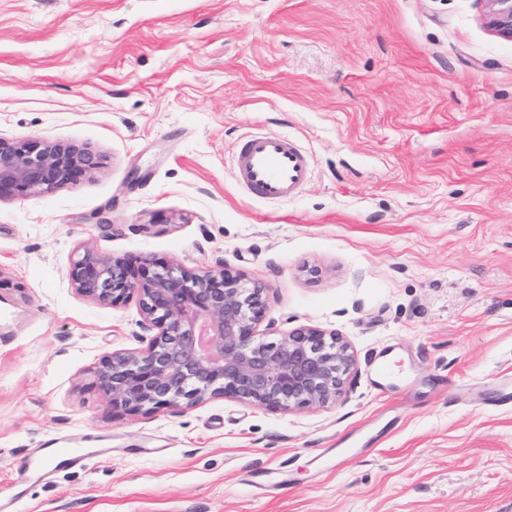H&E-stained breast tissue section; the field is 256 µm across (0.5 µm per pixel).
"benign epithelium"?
<instances>
[{
    "label": "benign epithelium",
    "mask_w": 512,
    "mask_h": 512,
    "mask_svg": "<svg viewBox=\"0 0 512 512\" xmlns=\"http://www.w3.org/2000/svg\"><path fill=\"white\" fill-rule=\"evenodd\" d=\"M486 23L512 39V0H486ZM98 154L64 142L0 137V202L53 192L93 178ZM78 295L114 306L136 299L155 330L146 346L115 350L94 368L108 405L149 415L214 399L292 411L325 408L348 396L357 370L350 343L315 327L277 341L259 327L269 285L248 281L222 265L187 269L171 263L154 271L87 247L69 271Z\"/></svg>",
    "instance_id": "7a95c632"
}]
</instances>
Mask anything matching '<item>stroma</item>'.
<instances>
[{
	"label": "stroma",
	"mask_w": 512,
	"mask_h": 512,
	"mask_svg": "<svg viewBox=\"0 0 512 512\" xmlns=\"http://www.w3.org/2000/svg\"><path fill=\"white\" fill-rule=\"evenodd\" d=\"M480 0H0V137L102 170L0 202V497L17 512H512V39ZM261 128L298 197L236 180ZM268 284V340L336 331L346 402L112 410L92 369L152 335L79 296V249ZM386 354L398 376L378 378ZM108 458L24 479L53 438ZM367 452L315 469L324 448ZM287 468L288 485L274 474ZM311 173L310 157L288 136L251 132L239 142L236 177L258 199H293L308 184Z\"/></svg>",
	"instance_id": "35a3bbf8"
}]
</instances>
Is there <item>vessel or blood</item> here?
<instances>
[{"label":"vessel or blood","instance_id":"1","mask_svg":"<svg viewBox=\"0 0 512 512\" xmlns=\"http://www.w3.org/2000/svg\"><path fill=\"white\" fill-rule=\"evenodd\" d=\"M311 173L310 157L288 136L252 132L239 142L236 177L256 198L270 201L293 199L308 184ZM49 455L63 465L79 464L86 457L84 449L72 446L66 439L52 441Z\"/></svg>","mask_w":512,"mask_h":512}]
</instances>
